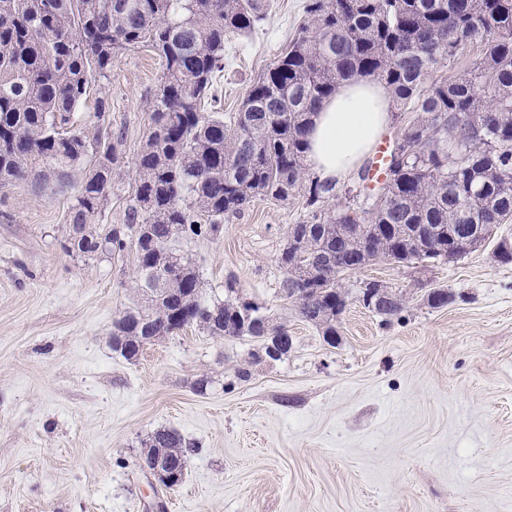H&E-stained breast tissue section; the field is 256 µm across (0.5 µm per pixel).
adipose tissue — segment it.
Masks as SVG:
<instances>
[{
    "mask_svg": "<svg viewBox=\"0 0 512 512\" xmlns=\"http://www.w3.org/2000/svg\"><path fill=\"white\" fill-rule=\"evenodd\" d=\"M390 88L371 77L344 81L325 99L307 134L308 164L320 180L338 182L352 172L388 124Z\"/></svg>",
    "mask_w": 512,
    "mask_h": 512,
    "instance_id": "obj_1",
    "label": "adipose tissue"
}]
</instances>
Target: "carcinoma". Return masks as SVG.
<instances>
[{
    "instance_id": "obj_1",
    "label": "carcinoma",
    "mask_w": 512,
    "mask_h": 512,
    "mask_svg": "<svg viewBox=\"0 0 512 512\" xmlns=\"http://www.w3.org/2000/svg\"><path fill=\"white\" fill-rule=\"evenodd\" d=\"M266 18L264 0H0V186L73 184L66 223L81 226L86 245L76 250L68 236L63 250L93 258L134 248L142 298L112 323V335L132 347L145 328L162 337L193 324L225 339L261 335L239 321L243 308L288 335L233 280L224 299L206 303L196 260L181 247L258 200L302 199L298 225L309 232L293 245L288 225L281 288L318 289L296 307L330 344L333 309L350 300L336 253L411 263L431 238L448 243L450 224L512 220V0H307L296 36L250 87L230 131L204 108L224 72V41ZM140 43L164 59L165 72L136 162L127 228L137 238L128 241L94 223L119 165L118 138L101 124L75 126V113L114 55ZM470 44L480 47L474 68L423 87ZM355 76L384 82L417 115L390 140L387 181L370 187L365 163L362 199L336 210L331 201L344 188L310 173L306 136L322 101ZM301 247L317 262L289 265ZM144 448L179 468L193 451L167 428Z\"/></svg>"
}]
</instances>
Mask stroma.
Returning a JSON list of instances; mask_svg holds the SVG:
<instances>
[{"label": "stroma", "mask_w": 512, "mask_h": 512, "mask_svg": "<svg viewBox=\"0 0 512 512\" xmlns=\"http://www.w3.org/2000/svg\"><path fill=\"white\" fill-rule=\"evenodd\" d=\"M306 0H268L254 32L224 43L218 108L226 125L294 37ZM164 70L151 48L119 52L91 87L121 136L122 173L98 221L119 226ZM73 188H0V512H512V264L483 247L423 266L376 262L344 275L405 300L385 319L350 301L335 344L280 289L278 256L300 200L256 202L216 237L185 244L219 297L236 279L294 339L279 361H253L255 340L188 326L128 361L112 322L137 298L134 250L85 259L61 246ZM446 288L441 308L428 293ZM248 381L237 377L239 368ZM206 392H197L199 381ZM197 450L182 482L153 492L139 469L157 428Z\"/></svg>", "instance_id": "1"}]
</instances>
